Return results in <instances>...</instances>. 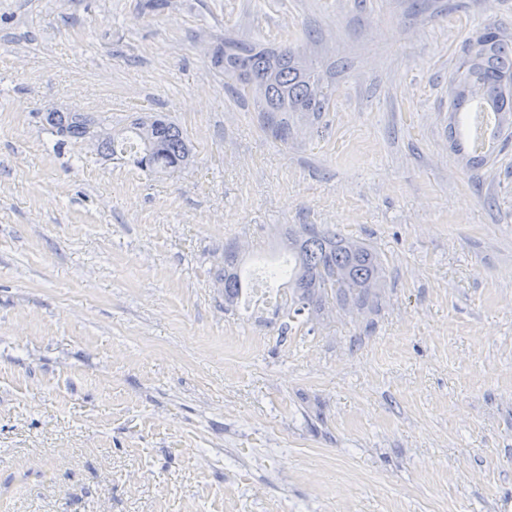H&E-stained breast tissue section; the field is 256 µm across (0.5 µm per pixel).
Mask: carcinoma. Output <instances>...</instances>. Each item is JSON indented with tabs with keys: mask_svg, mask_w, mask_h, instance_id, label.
I'll return each mask as SVG.
<instances>
[{
	"mask_svg": "<svg viewBox=\"0 0 512 512\" xmlns=\"http://www.w3.org/2000/svg\"><path fill=\"white\" fill-rule=\"evenodd\" d=\"M211 63L224 79L238 84L237 93L251 94L267 113L275 136L288 140L290 128L275 121L279 112L302 115L321 111L328 102L322 77L305 55L290 45L276 50L255 42L226 38L216 44ZM452 84L469 88L468 97L451 98L450 109L458 113L476 103L495 115L491 139L512 131V36L489 25L467 39L464 56ZM44 121L56 135L87 142L88 130L98 126L103 134L96 151L108 157L129 154L134 164L150 174L183 170L194 163L191 142L169 118L159 113L134 117L118 130L91 112L44 113ZM288 256L287 321L307 324L340 307L371 308L383 297V260L368 244L345 237L315 224H301L286 234ZM224 303L231 306L244 288L237 252L224 251V273L220 276Z\"/></svg>",
	"mask_w": 512,
	"mask_h": 512,
	"instance_id": "carcinoma-1",
	"label": "carcinoma"
}]
</instances>
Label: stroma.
Segmentation results:
<instances>
[{"mask_svg": "<svg viewBox=\"0 0 512 512\" xmlns=\"http://www.w3.org/2000/svg\"><path fill=\"white\" fill-rule=\"evenodd\" d=\"M490 24L512 0H0V512H512V140H448ZM227 37L298 47L327 109L273 138ZM55 108L167 113L196 163L58 144ZM293 224L374 246L378 308H225V248Z\"/></svg>", "mask_w": 512, "mask_h": 512, "instance_id": "35a3bbf8", "label": "stroma"}]
</instances>
